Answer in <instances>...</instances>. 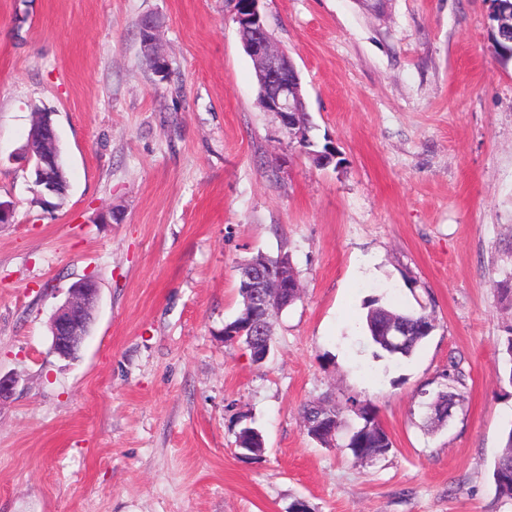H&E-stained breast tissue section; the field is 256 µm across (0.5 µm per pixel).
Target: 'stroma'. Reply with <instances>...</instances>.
I'll return each mask as SVG.
<instances>
[{
    "label": "stroma",
    "mask_w": 512,
    "mask_h": 512,
    "mask_svg": "<svg viewBox=\"0 0 512 512\" xmlns=\"http://www.w3.org/2000/svg\"><path fill=\"white\" fill-rule=\"evenodd\" d=\"M262 10L300 74L307 152L260 106L231 0H0V512H512L492 480L512 430L494 288L512 275V59L490 0ZM40 110L68 158L55 210L17 158ZM282 252L303 296L258 365L224 325L239 264ZM87 276L94 324L64 360L48 323ZM375 303L433 315L411 358L367 339ZM454 367L461 400L429 427L423 394ZM325 396L374 406L390 451L311 440L300 409ZM139 27L144 36L145 45L148 48L147 60L151 64L153 72L157 74V76H165L168 73L169 63L157 46L158 19L154 16L146 15L141 18ZM148 62L145 61V64L147 68L151 70Z\"/></svg>",
    "instance_id": "1"
}]
</instances>
